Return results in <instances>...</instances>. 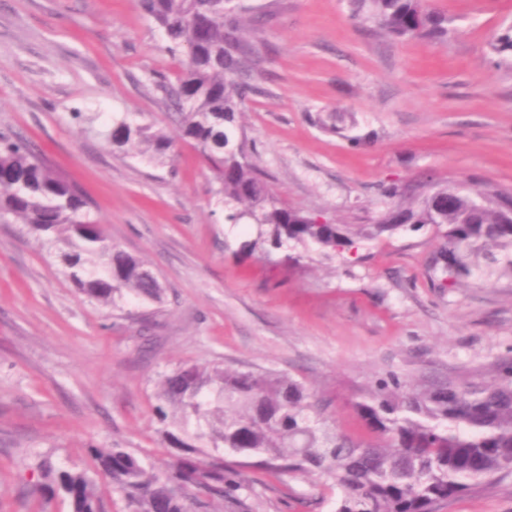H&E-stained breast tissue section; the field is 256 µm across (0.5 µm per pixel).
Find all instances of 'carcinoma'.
I'll use <instances>...</instances> for the list:
<instances>
[{
    "label": "carcinoma",
    "mask_w": 512,
    "mask_h": 512,
    "mask_svg": "<svg viewBox=\"0 0 512 512\" xmlns=\"http://www.w3.org/2000/svg\"><path fill=\"white\" fill-rule=\"evenodd\" d=\"M227 0H138L164 30L172 54L186 61L173 81L157 83L173 109L174 134L112 117V146L162 162L178 138L204 156L224 198L225 220L256 226L241 250L264 256L286 245L308 252L355 254L364 240L426 226L442 239L435 288L512 275V192L487 187L458 191L434 220L425 202L408 199L375 224H303L281 204L245 150L239 106L250 85L237 79L235 58L253 56ZM370 18L386 34L443 42L448 19L424 0H370ZM240 143L230 156L224 143ZM15 218L65 264L88 299L118 306L127 296L161 302L163 289L145 263L117 249L89 213L79 188L52 170L27 143L0 136V221ZM367 437L336 431L306 383L274 370L182 366L160 383L159 435L172 449L160 474L124 448L91 449V470L42 463L47 481L36 489L37 512L62 495L70 512H105L97 477L122 494L128 512H252L256 480L247 471L281 479L319 473L339 489L336 512H438L449 498L512 468V366L490 385L434 381L408 388L398 378L353 403Z\"/></svg>",
    "instance_id": "1"
}]
</instances>
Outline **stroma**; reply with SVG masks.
Instances as JSON below:
<instances>
[{"label":"stroma","instance_id":"stroma-1","mask_svg":"<svg viewBox=\"0 0 512 512\" xmlns=\"http://www.w3.org/2000/svg\"><path fill=\"white\" fill-rule=\"evenodd\" d=\"M261 62L241 105L247 149L275 196L340 224L394 208L425 181L512 191V0H427L448 38L395 39L353 0H233ZM136 0H0V134L77 184L108 238L144 260L159 304L90 301L24 225L0 223V512H33L43 460L83 470L95 447L168 460L153 405L193 363L304 380L339 432L395 375L494 382L512 361V277L433 287L432 228L363 242L357 256L291 266L239 254L253 226L224 221L199 150L131 156L101 135L113 114L172 131L157 89L179 59ZM83 120H76V113ZM254 512H336L329 481L258 488ZM440 512H512V472Z\"/></svg>","mask_w":512,"mask_h":512}]
</instances>
